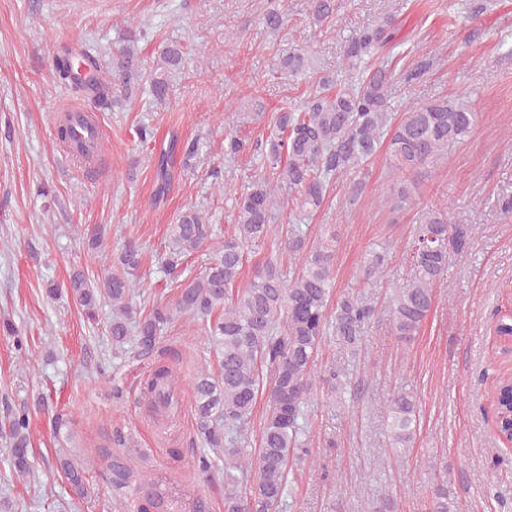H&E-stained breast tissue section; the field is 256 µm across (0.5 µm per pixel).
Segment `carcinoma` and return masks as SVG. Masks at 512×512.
<instances>
[{
	"instance_id": "carcinoma-1",
	"label": "carcinoma",
	"mask_w": 512,
	"mask_h": 512,
	"mask_svg": "<svg viewBox=\"0 0 512 512\" xmlns=\"http://www.w3.org/2000/svg\"><path fill=\"white\" fill-rule=\"evenodd\" d=\"M341 7V0H307L312 24L329 23ZM263 24L271 32L286 23L279 0H270ZM394 18L379 17L372 25L351 36L344 45L343 60L353 72L351 81L331 91L334 80L319 78L318 85L301 109L277 112L276 133L265 142L252 144L228 130L224 134V157H239L252 149L262 152L263 173L255 176L235 197L236 224L224 242L212 244L213 225L201 212L189 208L172 225L168 250L161 260L163 273L179 288L174 302L157 305L144 317H137L135 289L127 274L140 265V247L129 242L118 257L123 274L106 273L93 284L84 271L69 276L67 295L96 319L98 306H112L109 335L112 350L135 347L142 354L157 350L161 334L174 316L197 321L216 360V370L202 367L191 388L197 436L206 448L195 467L203 475L216 468L224 470V512H280L288 488V475L295 459L310 456L307 443L300 440L306 419L308 398L317 388L328 398L346 389L347 382L334 369L328 374L316 370L323 339L337 338L352 352L363 341L364 328L375 308L354 292L333 298V242L323 238L308 245L303 234L285 238L276 234L274 212L290 202L301 209H318L328 187L338 178L349 180V198L361 194L368 164L385 151L393 174L392 185L381 203L394 209L411 205L423 183L448 158V148L461 143L478 124L479 113L446 97L411 106L395 119L388 101L395 72L385 63L397 39ZM290 76L310 74L308 52L297 49L280 60ZM113 73L124 85L138 72L134 54L119 49L112 55ZM55 77L83 98L100 105L112 97V79L98 69L94 56L62 46L54 60ZM70 116L58 118L55 140H71ZM181 151L183 166L197 154L193 142L173 140L169 152L160 154L154 198H164L171 183V157ZM469 229L452 220L450 208L432 207L420 214L411 243L412 273L398 291L391 311L394 335L407 340L415 336L434 300V288L448 272V253L463 252ZM277 241L288 255L306 254L297 270L269 259L248 287L233 290L244 272L248 248L267 240ZM208 251L204 270L185 275V260ZM387 256L373 253L367 258L366 276L383 275ZM223 313L212 317L215 308ZM177 377L172 367L160 363L144 382L145 397L156 416L169 423L179 416ZM266 394L267 413L259 427L258 447L240 448L236 435L251 423L259 395ZM417 400L407 391L392 394L384 403L386 429L393 448H410L417 425ZM29 419L26 411L5 416L7 464L18 476L33 470L29 448ZM107 467L103 479L117 496L115 505L123 512L127 489L134 486L136 512H163L167 498L158 493L152 477L133 464L131 453L114 454L104 449ZM57 466L80 496L88 494L86 471L67 455H57ZM427 512H457V502L448 481L432 483Z\"/></svg>"
}]
</instances>
